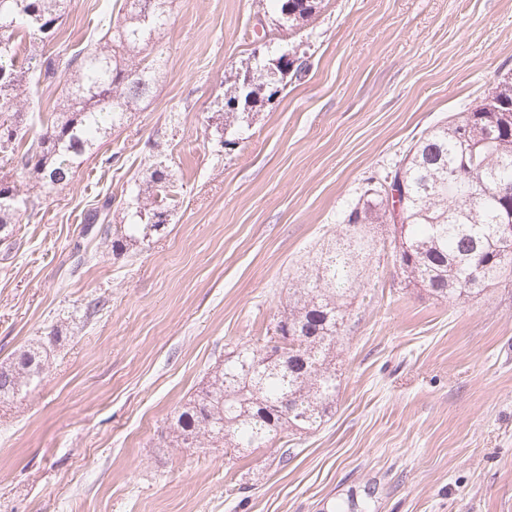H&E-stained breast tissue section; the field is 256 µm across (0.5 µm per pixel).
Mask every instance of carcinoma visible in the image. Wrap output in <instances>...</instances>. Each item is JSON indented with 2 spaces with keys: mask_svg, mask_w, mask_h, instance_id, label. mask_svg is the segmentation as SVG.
Returning <instances> with one entry per match:
<instances>
[{
  "mask_svg": "<svg viewBox=\"0 0 512 512\" xmlns=\"http://www.w3.org/2000/svg\"><path fill=\"white\" fill-rule=\"evenodd\" d=\"M275 21L296 33L319 12L323 0H268ZM71 0H0V229L22 214H39L54 191L66 186L108 131L149 96L161 71L170 0H104L93 18L100 37L71 50L57 45ZM124 12L112 24L114 9ZM151 60L139 57L144 51ZM139 61H134V58ZM279 54L254 62L258 81L246 93L249 108L264 102L266 67L302 79L308 59L285 67ZM64 86L59 112L30 106L38 88ZM247 112H224L222 131L239 133ZM40 131L33 132L34 124ZM404 186V213L365 186L343 211L342 232L322 244L310 272L288 289V302L271 335L232 351L210 374L206 386L174 411L169 429L186 448L202 440L222 443L225 453L263 448L288 437V430H316L330 418L340 381L336 347L349 318L358 263L371 255L366 226H393L394 268L408 283L450 303L482 294L512 275V249L501 243L498 225L512 216V77L504 76L479 102L422 134L395 169ZM126 202L127 224L110 232L112 196L87 210L84 233L112 248L137 243L160 231L169 216L174 185L162 163L146 168ZM288 357L267 361L273 340ZM43 351L28 348L0 363V403L11 401L43 371Z\"/></svg>",
  "mask_w": 512,
  "mask_h": 512,
  "instance_id": "1",
  "label": "carcinoma"
}]
</instances>
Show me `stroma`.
Masks as SVG:
<instances>
[{
	"label": "stroma",
	"mask_w": 512,
	"mask_h": 512,
	"mask_svg": "<svg viewBox=\"0 0 512 512\" xmlns=\"http://www.w3.org/2000/svg\"><path fill=\"white\" fill-rule=\"evenodd\" d=\"M100 2L72 0L62 42L80 48ZM272 28L257 0H173L152 96L15 225L0 361L32 344L47 361L0 405V512H336L368 484V512H512V282L451 304L381 260L337 345L334 414L295 435L288 462L172 437L174 409L265 335L368 178L512 73V0H324L292 38L306 77L222 146L218 103ZM160 161L179 188L163 230L117 251L84 234L106 195L123 224Z\"/></svg>",
	"instance_id": "obj_1"
}]
</instances>
